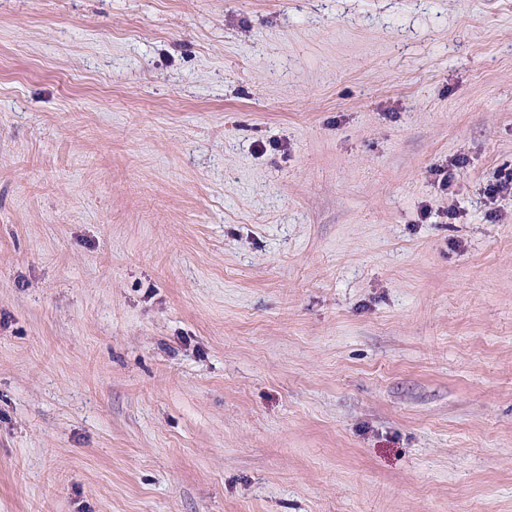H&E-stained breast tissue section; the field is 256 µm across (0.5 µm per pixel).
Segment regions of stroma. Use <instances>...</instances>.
I'll use <instances>...</instances> for the list:
<instances>
[{
    "mask_svg": "<svg viewBox=\"0 0 512 512\" xmlns=\"http://www.w3.org/2000/svg\"><path fill=\"white\" fill-rule=\"evenodd\" d=\"M512 0H0V512H512Z\"/></svg>",
    "mask_w": 512,
    "mask_h": 512,
    "instance_id": "stroma-1",
    "label": "stroma"
}]
</instances>
